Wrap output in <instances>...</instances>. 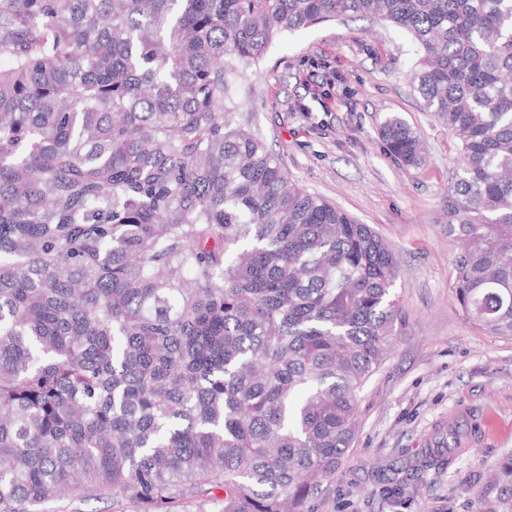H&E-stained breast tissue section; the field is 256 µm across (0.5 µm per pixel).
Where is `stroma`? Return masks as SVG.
<instances>
[{"mask_svg": "<svg viewBox=\"0 0 512 512\" xmlns=\"http://www.w3.org/2000/svg\"><path fill=\"white\" fill-rule=\"evenodd\" d=\"M415 61L401 31L346 18L283 35L239 88L235 125L258 134L301 188L370 225L401 266L391 352L359 392L356 437L315 512H475L512 454V339L469 322L453 298L444 204L458 148L409 84ZM389 116L419 134L422 166L388 154L379 130ZM457 407L471 415L475 448L426 466Z\"/></svg>", "mask_w": 512, "mask_h": 512, "instance_id": "obj_1", "label": "stroma"}]
</instances>
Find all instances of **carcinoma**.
Here are the masks:
<instances>
[{
    "label": "carcinoma",
    "mask_w": 512,
    "mask_h": 512,
    "mask_svg": "<svg viewBox=\"0 0 512 512\" xmlns=\"http://www.w3.org/2000/svg\"><path fill=\"white\" fill-rule=\"evenodd\" d=\"M404 31L459 146L455 300L512 337V0H0V512H315L399 316V261L231 127L244 67ZM380 135L418 167L417 132ZM476 512H512V455ZM44 512H141V508L132 503H112V499L102 497L88 501L59 499L45 504Z\"/></svg>",
    "instance_id": "obj_1"
}]
</instances>
